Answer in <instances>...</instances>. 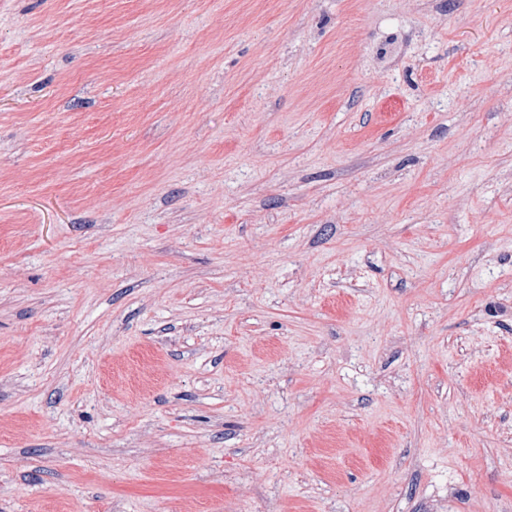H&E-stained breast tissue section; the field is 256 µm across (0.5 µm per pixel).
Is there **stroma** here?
Listing matches in <instances>:
<instances>
[{"mask_svg":"<svg viewBox=\"0 0 512 512\" xmlns=\"http://www.w3.org/2000/svg\"><path fill=\"white\" fill-rule=\"evenodd\" d=\"M0 512H512V0H0Z\"/></svg>","mask_w":512,"mask_h":512,"instance_id":"stroma-1","label":"stroma"}]
</instances>
